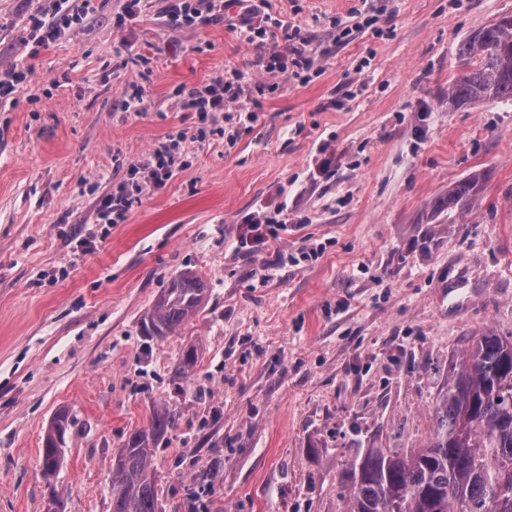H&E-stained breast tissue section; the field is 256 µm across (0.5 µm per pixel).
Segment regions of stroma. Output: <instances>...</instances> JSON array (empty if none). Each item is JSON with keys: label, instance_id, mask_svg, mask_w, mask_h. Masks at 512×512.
<instances>
[{"label": "stroma", "instance_id": "35a3bbf8", "mask_svg": "<svg viewBox=\"0 0 512 512\" xmlns=\"http://www.w3.org/2000/svg\"><path fill=\"white\" fill-rule=\"evenodd\" d=\"M270 3L268 30L307 36V75L257 71L236 0L194 32L167 0L123 28V0H92L47 45L27 19L54 23L55 0H0V67L27 73L0 97V512H47L40 451L62 408L64 512H112V455L165 403L181 420L154 450L163 512H342L344 461L424 444L472 336L512 335V102L448 105L461 43L512 0ZM357 12L375 25L337 41ZM238 72L265 85L252 125L246 97L204 118L175 105L180 86ZM137 89L141 113L125 111ZM181 132L186 167L99 223L128 161ZM483 171L469 213L431 219ZM282 205L278 239L236 250L239 224ZM186 269L207 307L146 341L144 312ZM198 465L219 481L194 483Z\"/></svg>", "mask_w": 512, "mask_h": 512}]
</instances>
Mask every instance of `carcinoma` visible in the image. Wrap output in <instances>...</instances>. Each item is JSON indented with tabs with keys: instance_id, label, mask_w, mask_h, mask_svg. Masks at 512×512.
<instances>
[{
	"instance_id": "cac0c4a2",
	"label": "carcinoma",
	"mask_w": 512,
	"mask_h": 512,
	"mask_svg": "<svg viewBox=\"0 0 512 512\" xmlns=\"http://www.w3.org/2000/svg\"><path fill=\"white\" fill-rule=\"evenodd\" d=\"M467 69L448 86V105L484 98L512 101V15H504L463 41ZM486 173L455 183L432 206L448 218L472 207ZM209 288L184 271L161 290L141 318L144 336L164 339L205 308ZM199 361V346L185 347L179 372L187 377ZM432 431L420 448H368L342 474L345 512H512V340L494 330L476 337L453 365L448 382L431 404ZM180 413L152 408L148 425L133 430L112 456V512H160L155 444L174 430ZM67 409L52 417L43 438L41 463L49 489L48 512H63L51 482L65 435Z\"/></svg>"
}]
</instances>
